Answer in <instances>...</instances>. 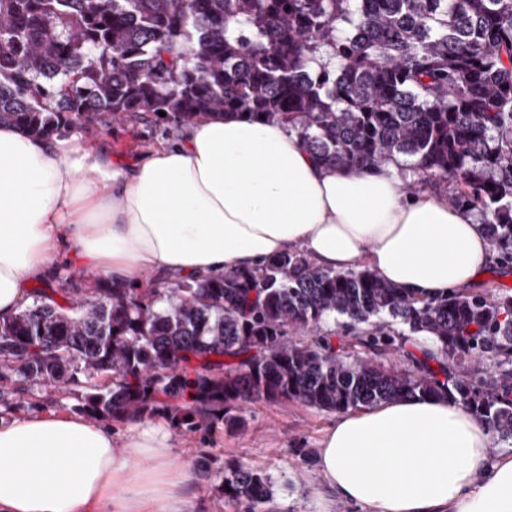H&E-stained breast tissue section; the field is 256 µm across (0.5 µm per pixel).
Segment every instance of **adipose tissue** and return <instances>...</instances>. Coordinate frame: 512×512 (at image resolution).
<instances>
[{
    "label": "adipose tissue",
    "instance_id": "adipose-tissue-1",
    "mask_svg": "<svg viewBox=\"0 0 512 512\" xmlns=\"http://www.w3.org/2000/svg\"><path fill=\"white\" fill-rule=\"evenodd\" d=\"M298 249L423 300L474 284L489 259L481 224L447 196L407 192L391 165L325 166L277 124L212 116L133 160L0 126V319L65 257L128 284ZM319 470L362 512H512V453L444 398L339 414ZM199 479L161 420L130 422L119 441L76 414L0 420V512H194Z\"/></svg>",
    "mask_w": 512,
    "mask_h": 512
}]
</instances>
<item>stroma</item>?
Instances as JSON below:
<instances>
[{
    "label": "stroma",
    "instance_id": "stroma-1",
    "mask_svg": "<svg viewBox=\"0 0 512 512\" xmlns=\"http://www.w3.org/2000/svg\"><path fill=\"white\" fill-rule=\"evenodd\" d=\"M100 141L110 142L122 156L133 159L165 142L162 128L129 127L112 123ZM14 405L0 407V418L11 419L32 412H73L74 391L46 392L20 382H10ZM240 424L194 433L174 432V444L193 467L207 465L209 476L197 486L198 512H238L226 503L219 485L227 467L243 465L272 478L273 496L266 512H357L353 505L330 493L317 472L320 438L335 415L296 401L255 402L236 406Z\"/></svg>",
    "mask_w": 512,
    "mask_h": 512
}]
</instances>
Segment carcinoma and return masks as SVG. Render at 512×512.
I'll return each mask as SVG.
<instances>
[{
    "mask_svg": "<svg viewBox=\"0 0 512 512\" xmlns=\"http://www.w3.org/2000/svg\"><path fill=\"white\" fill-rule=\"evenodd\" d=\"M215 114L279 122L336 167L450 183L448 202L512 265V0H0V124L91 137ZM76 292L37 289L0 320L1 382L78 386L87 417L164 414L186 432L241 402L342 413L445 396L512 443V296L419 300L301 252ZM336 316L354 332L337 345L321 332ZM407 333L437 348L408 371L349 352L379 356ZM271 487L238 465L220 491L264 512Z\"/></svg>",
    "mask_w": 512,
    "mask_h": 512,
    "instance_id": "carcinoma-1",
    "label": "carcinoma"
}]
</instances>
